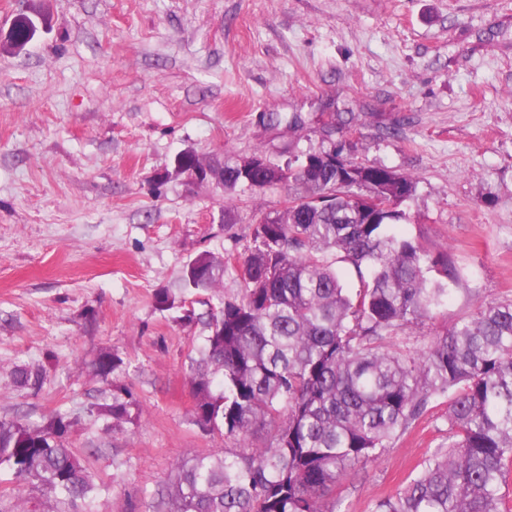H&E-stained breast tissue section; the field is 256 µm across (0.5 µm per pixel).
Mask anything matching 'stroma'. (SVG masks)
<instances>
[{
	"mask_svg": "<svg viewBox=\"0 0 512 512\" xmlns=\"http://www.w3.org/2000/svg\"><path fill=\"white\" fill-rule=\"evenodd\" d=\"M50 32L0 53V418L78 416L71 436L97 481L95 512H149L174 463L235 447L192 421L190 364L206 334L159 310L209 251L238 257L286 187L223 191L159 182L191 148L204 159L264 151L354 157L411 176L398 227L465 273L447 314L412 327L421 352L485 300L512 299V0H46ZM300 115L291 129L269 113ZM354 125L323 136L324 113ZM400 125L398 135L390 127ZM122 372L91 375L101 350ZM45 368L33 391L16 367ZM130 388L140 411L110 434L87 414ZM429 411L326 500L372 512L448 441Z\"/></svg>",
	"mask_w": 512,
	"mask_h": 512,
	"instance_id": "1",
	"label": "stroma"
}]
</instances>
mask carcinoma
Returning a JSON list of instances; mask_svg holds the SVG:
<instances>
[{
    "instance_id": "obj_1",
    "label": "carcinoma",
    "mask_w": 512,
    "mask_h": 512,
    "mask_svg": "<svg viewBox=\"0 0 512 512\" xmlns=\"http://www.w3.org/2000/svg\"><path fill=\"white\" fill-rule=\"evenodd\" d=\"M29 23L15 18L0 48H24ZM354 117L329 113L328 135ZM263 176L288 186L281 211L262 216L235 262L212 252L191 259L182 286L213 292L225 274L239 296L205 314H188L168 291L163 311L189 324L205 320L200 358L190 366L192 421L224 429L239 451H211L175 463L153 512H335L324 492L345 472L375 460L437 399L448 401V446L373 512H509L512 475V300H491L458 318L430 347L413 353L395 339L446 312L462 269L394 232L416 191L410 176L356 161L341 143L296 155ZM245 185L240 163H224V189ZM349 264L358 286L343 283L328 254ZM124 360L105 349L93 375L102 381ZM44 374L17 367L14 383L38 389ZM128 389L96 403L89 416L110 430L131 418ZM78 420L57 411L40 422L0 418V471L43 497L45 512H94L102 486L72 448ZM269 430L262 446L250 442Z\"/></svg>"
}]
</instances>
